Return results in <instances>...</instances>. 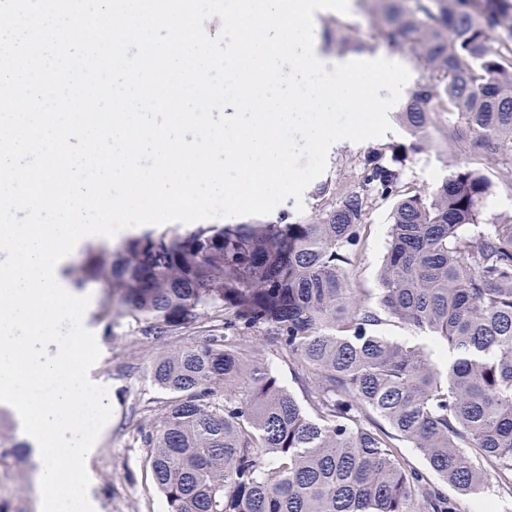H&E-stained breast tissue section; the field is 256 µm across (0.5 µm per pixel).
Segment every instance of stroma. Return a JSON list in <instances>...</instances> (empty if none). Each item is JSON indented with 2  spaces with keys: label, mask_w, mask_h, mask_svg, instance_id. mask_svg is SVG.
<instances>
[{
  "label": "stroma",
  "mask_w": 512,
  "mask_h": 512,
  "mask_svg": "<svg viewBox=\"0 0 512 512\" xmlns=\"http://www.w3.org/2000/svg\"><path fill=\"white\" fill-rule=\"evenodd\" d=\"M374 36L366 4L351 0L349 14L317 15L314 48L321 57L331 59L345 53L343 41L349 38L372 45L374 52H383L384 44L376 42ZM447 122V114H433L424 144L398 122L383 137L362 143L338 142L328 154L325 172L307 187L303 210H296L295 201L290 198L264 216V223L316 221L335 205L338 185L358 186L363 159L374 148H399L407 191L433 188L466 160L440 135V128ZM392 206V200H376L365 217L364 244L352 286L371 302L378 293L377 273L386 252ZM85 257L82 251L70 256L58 268L57 275L71 288L93 295V307L85 315L84 325L94 334L101 357L93 366L92 375L106 388L112 402L108 426L100 434L97 452L88 463L96 479L97 512H164L162 497L150 477L148 450L140 438L141 430L155 424L150 407L167 398L165 392L153 386L149 372L160 353L179 346L182 337L195 335L199 325L187 324L182 336L164 341L143 336L135 320L111 310L112 291L104 282L80 274ZM33 469L28 450L17 438L11 413L0 407V512H38L31 479Z\"/></svg>",
  "instance_id": "35a3bbf8"
}]
</instances>
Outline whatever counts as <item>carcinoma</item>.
<instances>
[{
	"label": "carcinoma",
	"instance_id": "1",
	"mask_svg": "<svg viewBox=\"0 0 512 512\" xmlns=\"http://www.w3.org/2000/svg\"><path fill=\"white\" fill-rule=\"evenodd\" d=\"M373 2L376 37L424 65L404 125L422 138L431 113L455 117L448 142L498 163L512 191V0ZM398 163L373 150L317 223L149 230L87 254L81 273L117 289L144 335L207 323L150 368L171 394L141 435L165 512H456L445 487L471 495L492 476L512 493V217L481 223L492 183L466 162L413 194ZM378 196L395 205L375 309L350 273ZM384 315L451 358L379 334ZM256 336L288 354L306 405Z\"/></svg>",
	"mask_w": 512,
	"mask_h": 512
}]
</instances>
